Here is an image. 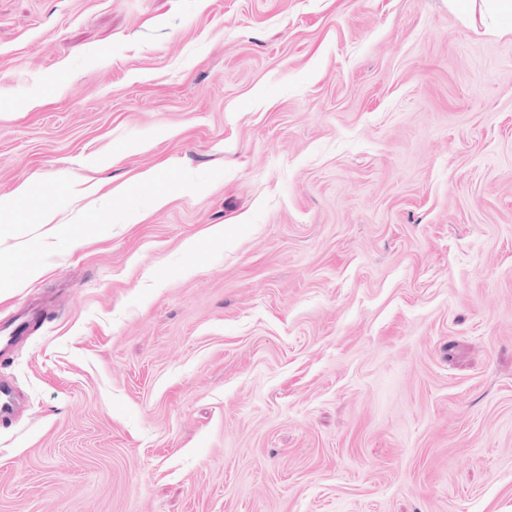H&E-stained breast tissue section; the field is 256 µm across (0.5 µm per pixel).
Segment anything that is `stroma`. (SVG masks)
I'll return each mask as SVG.
<instances>
[{
    "label": "stroma",
    "mask_w": 512,
    "mask_h": 512,
    "mask_svg": "<svg viewBox=\"0 0 512 512\" xmlns=\"http://www.w3.org/2000/svg\"><path fill=\"white\" fill-rule=\"evenodd\" d=\"M24 183L0 512H512L511 16L0 0Z\"/></svg>",
    "instance_id": "35a3bbf8"
}]
</instances>
